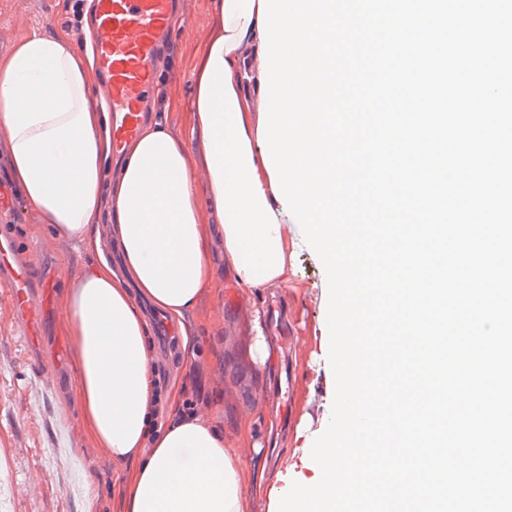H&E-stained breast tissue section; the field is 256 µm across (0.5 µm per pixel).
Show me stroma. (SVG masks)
<instances>
[{
  "label": "stroma",
  "mask_w": 512,
  "mask_h": 512,
  "mask_svg": "<svg viewBox=\"0 0 512 512\" xmlns=\"http://www.w3.org/2000/svg\"><path fill=\"white\" fill-rule=\"evenodd\" d=\"M88 0H0V64L35 30L56 35L79 15H91ZM187 23L178 32L168 68L157 82L167 95L161 118L173 134L188 135L192 121V66L212 34V0H187ZM17 213L15 228L31 260L51 278V302L38 340L13 333L14 316L0 290V512H83L88 486L98 493L99 512H124L130 469L96 444L75 396L80 351L64 321L69 295L81 271L106 256L120 267L108 218H100L101 252L85 250L26 208L10 175L9 142L0 128V217ZM202 233L214 265L213 280L180 322L169 321L144 298L136 304L150 329L165 326L166 341L147 339L166 389H180L186 375L197 381V421L217 427L247 467L249 512H271L281 487L310 484L317 465L311 448L331 418L335 382L324 318L327 271L309 246L310 225H300L288 243L295 273L286 287L250 292L237 288L224 266V247L210 212ZM280 305L297 341L268 336L270 359L251 356L257 311ZM195 340L193 348L183 337Z\"/></svg>",
  "instance_id": "35a3bbf8"
}]
</instances>
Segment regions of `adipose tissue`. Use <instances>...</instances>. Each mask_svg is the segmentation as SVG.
Returning a JSON list of instances; mask_svg holds the SVG:
<instances>
[{
    "label": "adipose tissue",
    "instance_id": "1",
    "mask_svg": "<svg viewBox=\"0 0 512 512\" xmlns=\"http://www.w3.org/2000/svg\"><path fill=\"white\" fill-rule=\"evenodd\" d=\"M213 11L188 136L160 119L143 124L111 183L112 116L94 107L90 63L36 31L0 67V126L27 208L89 246L107 213L122 251L121 270L103 258L79 275L65 322L81 353L75 391L90 435L132 471L125 512H247L245 463L219 430L183 414L151 429L155 365L131 289L175 320L195 306L213 278L205 207L238 287L287 282L288 216L313 226L328 267L340 255L322 224L335 196L300 189L311 177L309 140L338 156L336 126L301 109L309 86L286 39L349 25L342 0H213ZM194 151L208 174L202 195L189 172Z\"/></svg>",
    "mask_w": 512,
    "mask_h": 512
}]
</instances>
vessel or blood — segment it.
<instances>
[{
  "mask_svg": "<svg viewBox=\"0 0 512 512\" xmlns=\"http://www.w3.org/2000/svg\"><path fill=\"white\" fill-rule=\"evenodd\" d=\"M181 7V0H94V55L99 74L109 80L113 157L123 156L151 115L156 65L185 20ZM0 284L8 290L20 335L35 338L49 303V281L3 230Z\"/></svg>",
  "mask_w": 512,
  "mask_h": 512,
  "instance_id": "obj_1",
  "label": "vessel or blood"
}]
</instances>
